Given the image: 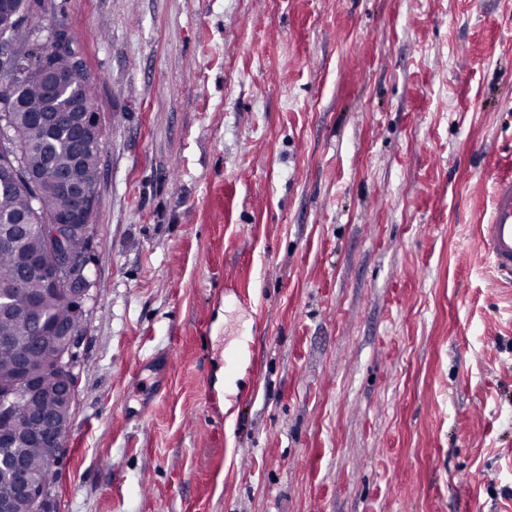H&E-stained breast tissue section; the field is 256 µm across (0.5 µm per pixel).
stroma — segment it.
Instances as JSON below:
<instances>
[{
  "label": "stroma",
  "mask_w": 512,
  "mask_h": 512,
  "mask_svg": "<svg viewBox=\"0 0 512 512\" xmlns=\"http://www.w3.org/2000/svg\"><path fill=\"white\" fill-rule=\"evenodd\" d=\"M103 130L54 512H512V0H32ZM481 229L483 245L494 268L512 277V178L494 183L490 217Z\"/></svg>",
  "instance_id": "1"
}]
</instances>
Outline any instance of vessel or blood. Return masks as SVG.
Segmentation results:
<instances>
[{
	"mask_svg": "<svg viewBox=\"0 0 512 512\" xmlns=\"http://www.w3.org/2000/svg\"><path fill=\"white\" fill-rule=\"evenodd\" d=\"M481 236L494 268L512 277V178L495 182L490 217Z\"/></svg>",
	"mask_w": 512,
	"mask_h": 512,
	"instance_id": "obj_1",
	"label": "vessel or blood"
}]
</instances>
